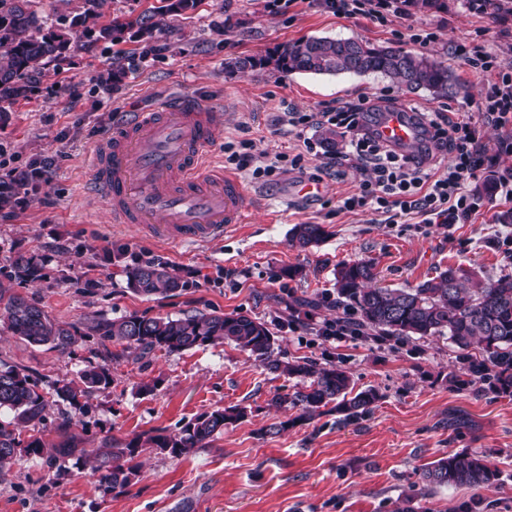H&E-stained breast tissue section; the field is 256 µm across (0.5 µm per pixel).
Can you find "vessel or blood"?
Listing matches in <instances>:
<instances>
[{"label":"vessel or blood","instance_id":"vessel-or-blood-1","mask_svg":"<svg viewBox=\"0 0 512 512\" xmlns=\"http://www.w3.org/2000/svg\"><path fill=\"white\" fill-rule=\"evenodd\" d=\"M218 113L184 98L155 112H136L113 130L92 162V189L116 224H142L170 243L222 238L231 224L247 223L250 194L229 173L204 175L199 159L209 147ZM393 146L419 137L408 111L386 110L372 126Z\"/></svg>","mask_w":512,"mask_h":512}]
</instances>
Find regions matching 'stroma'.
Segmentation results:
<instances>
[{
    "instance_id": "stroma-1",
    "label": "stroma",
    "mask_w": 512,
    "mask_h": 512,
    "mask_svg": "<svg viewBox=\"0 0 512 512\" xmlns=\"http://www.w3.org/2000/svg\"><path fill=\"white\" fill-rule=\"evenodd\" d=\"M447 3V9L416 11L410 21L382 26L358 15L336 16L314 0H203L170 20L169 34L120 83L110 79L111 49L84 38L65 62L45 65L38 91L0 116V151L12 165L35 158L54 163L48 181H36L23 199L0 209V285L55 321L84 329L132 314L241 312L268 325L281 360L335 362L356 389L372 388L381 396L354 424H337L333 412L301 423L295 409L273 400L303 387L304 379L264 369L233 344L157 350L142 358L87 335L63 354L27 343L0 320V362L23 369L48 400L39 426L46 444L61 442L57 426L67 417L78 446L86 449L108 437L174 434L218 408L247 410L207 447L179 457L142 449L136 476L110 492L99 487L86 456L62 458L52 467L45 457H22L0 477V512H393L405 499L415 512H462L466 504L472 512H512V395L479 382L460 388L451 379L458 351L443 337L390 346L373 339L328 341L318 333L337 317L323 300L343 262L373 260L381 284L392 288L416 285L449 266L491 278L512 275V262L491 243L497 217L512 212V199L477 192L499 169L512 168V153L498 151L502 132L483 131L487 152L498 161L471 182L476 192L470 219L451 230L433 226L425 235L380 223L369 212L338 211V200L353 191L359 173H326L324 151L291 164L300 143L294 133L274 130L278 113L290 108L319 112L384 94L403 108L445 109L456 121L473 116L485 78L454 58L450 46L472 40L491 51L511 50L512 20L501 24L491 14L470 12L464 0ZM412 25L435 32V41L418 46L410 38ZM309 37L360 38L419 51L454 70L462 88L434 99L379 75L226 67ZM183 96L221 114L203 157L206 171L233 172L226 147L244 140L253 142L255 152L287 159L267 178L239 174L252 196L248 223L230 225L219 240L173 246L142 227L113 223L90 189L91 161L126 114L150 112ZM305 180L321 183L319 198L292 195L293 185ZM296 224L323 225L327 236L306 251L292 247L289 231ZM20 254L39 258L37 279L11 278L10 264ZM154 257L181 279L176 294L147 299L128 288L126 267ZM291 267L300 270L293 279L284 274ZM299 297L321 306L296 315L290 304ZM92 363L108 368L112 382L78 411L57 397L55 387ZM274 425L279 433H271ZM449 453L490 461L500 471L497 484L423 492V468Z\"/></svg>"
}]
</instances>
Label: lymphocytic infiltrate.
I'll return each instance as SVG.
<instances>
[{"label":"lymphocytic infiltrate","mask_w":512,"mask_h":512,"mask_svg":"<svg viewBox=\"0 0 512 512\" xmlns=\"http://www.w3.org/2000/svg\"><path fill=\"white\" fill-rule=\"evenodd\" d=\"M315 2L336 15H360L382 25L409 14L407 0ZM453 54L488 77L477 105L478 117L457 122L443 112L418 113L416 120L423 129L418 151L406 153L377 139L370 130V111L361 99L338 103L332 111L281 113L278 126L295 131L309 154L317 145L307 137V129L325 125L340 129L347 141L343 159L363 175L356 191L341 199L340 210L370 211L388 224L417 215L427 227L462 224L470 218L473 202L467 184L495 164L486 152L482 131L512 129V65L472 41L455 43Z\"/></svg>","instance_id":"obj_1"}]
</instances>
